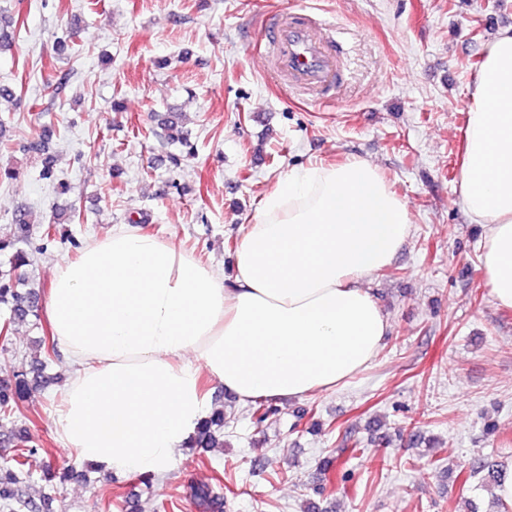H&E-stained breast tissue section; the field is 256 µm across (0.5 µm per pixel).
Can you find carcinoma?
Instances as JSON below:
<instances>
[{"instance_id": "cac0c4a2", "label": "carcinoma", "mask_w": 512, "mask_h": 512, "mask_svg": "<svg viewBox=\"0 0 512 512\" xmlns=\"http://www.w3.org/2000/svg\"><path fill=\"white\" fill-rule=\"evenodd\" d=\"M159 121L168 141L190 146L189 134L182 130L178 113L166 112L160 115ZM33 223L32 213L21 208L14 214V230L0 236V254L9 255L10 264L9 269L0 271V306L9 311V316L0 323V340L3 342L8 340L15 321L28 317L39 318L41 293L27 287L25 279L16 274L20 268L30 264L29 253L20 244L28 243L30 226ZM37 350L43 352V357L33 362L29 372L0 380V413L10 415L19 409V402L27 393L29 384L46 382L45 369L51 353L55 352L54 343L43 337L39 340ZM192 446H224L223 413H213L201 422L192 438ZM15 447L12 464L0 466V505L9 509V512H47L54 500L52 494H46L38 503L25 499L22 495L21 486L30 478V473L25 470L26 458L36 452L27 430L18 432ZM188 494L199 512H214L217 496L213 486L208 483L194 484L189 487Z\"/></svg>"}]
</instances>
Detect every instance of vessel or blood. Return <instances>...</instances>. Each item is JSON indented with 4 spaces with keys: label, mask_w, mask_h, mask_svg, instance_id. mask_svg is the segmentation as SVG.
Returning a JSON list of instances; mask_svg holds the SVG:
<instances>
[{
    "label": "vessel or blood",
    "mask_w": 512,
    "mask_h": 512,
    "mask_svg": "<svg viewBox=\"0 0 512 512\" xmlns=\"http://www.w3.org/2000/svg\"><path fill=\"white\" fill-rule=\"evenodd\" d=\"M258 33L278 76L287 78L292 88L316 92L322 101H329L341 75L338 44L325 23L293 11L265 23Z\"/></svg>",
    "instance_id": "vessel-or-blood-1"
}]
</instances>
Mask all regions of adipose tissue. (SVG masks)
<instances>
[{"instance_id":"adipose-tissue-1","label":"adipose tissue","mask_w":512,"mask_h":512,"mask_svg":"<svg viewBox=\"0 0 512 512\" xmlns=\"http://www.w3.org/2000/svg\"><path fill=\"white\" fill-rule=\"evenodd\" d=\"M460 204L486 228L483 274L512 309V26L469 85ZM410 213L371 162L279 179L234 253L235 273L122 226L56 267L45 316L76 371L55 417L65 448L115 474L169 472L212 405L346 384L390 331L368 284L407 239Z\"/></svg>"}]
</instances>
